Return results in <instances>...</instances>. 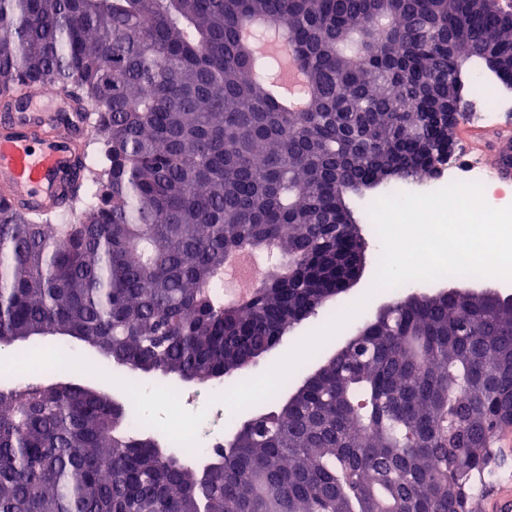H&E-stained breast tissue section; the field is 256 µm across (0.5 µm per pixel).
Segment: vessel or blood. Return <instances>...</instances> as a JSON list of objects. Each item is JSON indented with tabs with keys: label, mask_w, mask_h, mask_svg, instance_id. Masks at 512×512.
<instances>
[{
	"label": "vessel or blood",
	"mask_w": 512,
	"mask_h": 512,
	"mask_svg": "<svg viewBox=\"0 0 512 512\" xmlns=\"http://www.w3.org/2000/svg\"><path fill=\"white\" fill-rule=\"evenodd\" d=\"M69 113L63 125L56 115ZM92 128L90 111H74L70 98L59 91L49 93L28 84L0 93V205L29 214L57 210L64 202L62 177L78 160V143ZM460 139L476 152L492 155L496 175L512 179V127L496 135L483 128L463 125ZM483 512H512V486L486 495Z\"/></svg>",
	"instance_id": "b4317fda"
}]
</instances>
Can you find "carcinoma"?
<instances>
[{
  "mask_svg": "<svg viewBox=\"0 0 512 512\" xmlns=\"http://www.w3.org/2000/svg\"><path fill=\"white\" fill-rule=\"evenodd\" d=\"M281 31L286 112L258 70ZM91 105L107 165L68 212L0 206V348L69 336L132 374L207 383L324 306L358 263L347 196L431 179L465 97L512 90L497 0H0V91ZM455 114L448 123V113ZM270 268L224 299V264ZM241 424L202 467L88 383L0 387V512H473L512 415V298L421 296ZM275 50L278 53H275ZM262 53L264 56L276 57L284 67L280 76L271 79L268 88L269 94L277 99L285 109L297 110L302 108L305 102L304 76L301 71L292 65V52L279 32L273 33L272 37L263 44ZM287 58L288 68H286Z\"/></svg>",
  "mask_w": 512,
  "mask_h": 512,
  "instance_id": "carcinoma-1",
  "label": "carcinoma"
}]
</instances>
